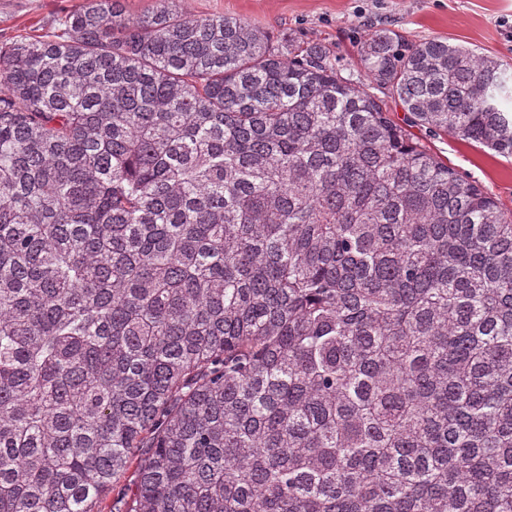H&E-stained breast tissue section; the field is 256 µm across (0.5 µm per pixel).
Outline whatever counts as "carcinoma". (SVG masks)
<instances>
[{"mask_svg": "<svg viewBox=\"0 0 512 512\" xmlns=\"http://www.w3.org/2000/svg\"><path fill=\"white\" fill-rule=\"evenodd\" d=\"M154 0L0 40V512H512V71ZM411 133L440 161L448 163L459 174L479 182L512 215V162L488 149L475 148L450 132L409 128Z\"/></svg>", "mask_w": 512, "mask_h": 512, "instance_id": "1", "label": "carcinoma"}]
</instances>
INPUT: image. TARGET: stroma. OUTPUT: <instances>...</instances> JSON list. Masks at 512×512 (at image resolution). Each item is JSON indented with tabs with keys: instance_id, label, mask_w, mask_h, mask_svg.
<instances>
[{
	"instance_id": "stroma-1",
	"label": "stroma",
	"mask_w": 512,
	"mask_h": 512,
	"mask_svg": "<svg viewBox=\"0 0 512 512\" xmlns=\"http://www.w3.org/2000/svg\"><path fill=\"white\" fill-rule=\"evenodd\" d=\"M75 0H0V36L43 33L45 23ZM196 16L224 14L249 21L273 39L288 36L329 49L337 65L366 72L354 46L367 31L389 28L411 41L446 38L497 57L512 69V0H182ZM440 161L479 182L512 215V161L455 135L414 127Z\"/></svg>"
}]
</instances>
